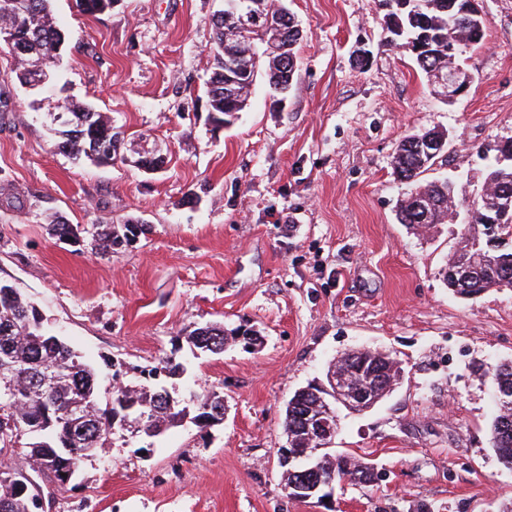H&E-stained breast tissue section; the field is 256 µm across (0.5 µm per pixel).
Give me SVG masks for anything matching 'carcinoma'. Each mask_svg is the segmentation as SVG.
Returning <instances> with one entry per match:
<instances>
[{
    "label": "carcinoma",
    "mask_w": 512,
    "mask_h": 512,
    "mask_svg": "<svg viewBox=\"0 0 512 512\" xmlns=\"http://www.w3.org/2000/svg\"><path fill=\"white\" fill-rule=\"evenodd\" d=\"M25 14L0 15V25L13 31L16 77L29 83L59 60L65 33L51 14V0H28ZM81 11L96 15L112 8L113 0H76ZM253 5L251 0L224 2L211 18L214 50L211 74L206 82L209 111L213 122L222 125L242 111L251 95L259 72H264L271 89L285 94L298 70L296 46L300 29L282 0H265L271 19H263L246 30L241 12ZM391 9L387 21V44L406 46L418 68L427 77L433 71L461 67L460 57L469 49L485 44L486 20L480 9L466 11V0H382ZM454 43L455 53H448ZM245 55L250 70L232 68V56ZM63 111L71 121L70 129L56 141L58 150L75 159H87L97 166H109L117 160L123 141L112 121L92 104L66 102ZM430 136L441 143L429 155L420 140ZM448 136L436 129L412 133L399 143L394 157V174L411 186L400 201L399 223L420 236L435 224L453 215L460 203L450 180L424 181L422 174L444 157ZM512 190V140L497 149L489 163L483 184L485 193L468 208L471 223L481 227L478 235L466 239L446 261L443 279L449 290L462 299H474L491 290L512 288V213L500 224L484 223L486 207L499 198V192ZM127 234L106 228L96 234L94 247L109 253ZM465 265L470 278H455L456 269ZM38 311L17 289L0 283V378L14 385V396L0 398V512H38L36 499L44 494L33 481L21 487L22 472L44 475L59 488L61 477L71 469L111 446L118 430L132 429L147 437H157L182 425L195 411L194 423L204 428L224 420V395L218 391L193 394L190 402L169 401L164 387L125 384L112 387L102 395L93 366L67 342L35 327ZM248 330L229 332L221 324H207L189 332L192 346L202 353L224 352L229 339L248 336ZM56 374L49 386L42 385L46 373ZM333 374L347 382V388L371 387V393L383 399L398 383L400 369L389 354L358 350L346 353L333 364ZM497 388L499 413L490 427V440L501 462L512 467V362L501 364L493 374ZM134 404V412L123 411V403ZM319 407L308 389L295 392L285 408L284 430L288 446L317 448L322 436L307 430L303 415ZM22 450L26 469L11 465L16 450ZM318 468L335 473L338 482H369L372 463L349 454L318 452L300 464H289L284 473L285 497L291 500L308 496L310 483L300 472Z\"/></svg>",
    "instance_id": "1"
}]
</instances>
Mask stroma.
I'll return each instance as SVG.
<instances>
[{"label": "stroma", "mask_w": 512, "mask_h": 512, "mask_svg": "<svg viewBox=\"0 0 512 512\" xmlns=\"http://www.w3.org/2000/svg\"><path fill=\"white\" fill-rule=\"evenodd\" d=\"M221 4L116 0L93 17L52 0L67 39L37 94L0 48V282L95 368L101 390L168 356L185 366L165 380L174 396H224L221 423L116 433L46 512H503L512 468L490 441V373L512 360V288L452 294L441 268L461 222L424 237L399 224L407 187L393 160L407 134L445 130L446 158L423 178H452L461 203L477 199L512 139V0H482L486 44L463 54L473 81L452 100L410 50L387 46L380 0H287L303 37L284 105L257 77L216 132L203 89ZM67 99L124 130L121 160L95 167L56 149L48 112ZM144 149L165 167L133 166ZM56 214L89 240L53 235ZM129 222L138 232L125 246L95 249L103 226ZM214 322L245 325L256 345L193 356L187 329ZM359 348L391 353L402 377L372 409L341 411L333 446L384 478L336 488L323 505L288 500L285 406Z\"/></svg>", "instance_id": "1"}]
</instances>
